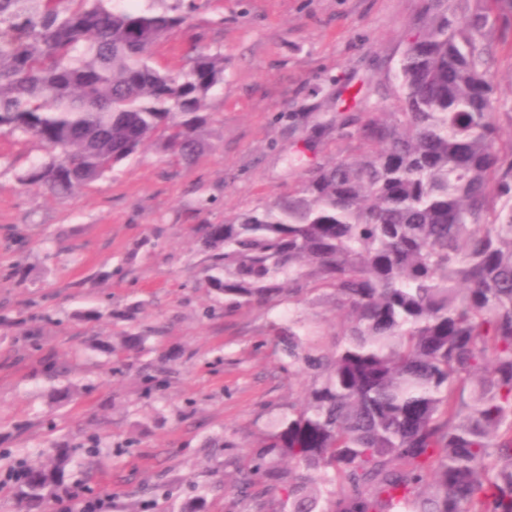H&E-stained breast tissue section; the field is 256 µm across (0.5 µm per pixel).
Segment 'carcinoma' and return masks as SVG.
I'll return each mask as SVG.
<instances>
[{"mask_svg": "<svg viewBox=\"0 0 512 512\" xmlns=\"http://www.w3.org/2000/svg\"><path fill=\"white\" fill-rule=\"evenodd\" d=\"M111 0H0V132L55 151L21 180L57 197L101 179L152 138L185 163L208 147L205 100L224 57L160 71L151 48L196 9ZM512 0H424L403 53L401 112L370 114L358 158L312 168L296 190L198 224L199 275L229 309L288 305L271 324L300 408L237 466L266 512H512V139L499 138L489 33ZM346 309L334 350L297 315ZM155 329L120 337L145 349ZM92 441L13 460L17 502L47 504ZM175 510L159 484L158 499Z\"/></svg>", "mask_w": 512, "mask_h": 512, "instance_id": "obj_1", "label": "carcinoma"}]
</instances>
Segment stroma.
I'll list each match as a JSON object with an SVG mask.
<instances>
[{"mask_svg":"<svg viewBox=\"0 0 512 512\" xmlns=\"http://www.w3.org/2000/svg\"><path fill=\"white\" fill-rule=\"evenodd\" d=\"M187 23L152 49L160 70L205 50L224 57L206 101L210 146L176 162L147 144L102 179L64 198L23 183L48 160L32 138L0 135V467L17 449L39 462L46 441L111 446L88 484L132 512L137 487L165 480L195 512H255L236 466L255 451L310 378L289 373L269 336L287 306L228 310L198 276L205 254L192 228L220 224L296 189L307 170L359 156L368 113L398 112L400 60L422 0H197ZM502 139L512 138V27L491 34ZM134 321H127L128 309ZM332 347L342 311L303 304ZM159 328L144 352L81 350L88 336ZM177 354L157 390L142 369ZM68 366L48 376L46 360ZM78 398L57 406L55 389ZM220 483L198 495L193 484Z\"/></svg>","mask_w":512,"mask_h":512,"instance_id":"1","label":"stroma"}]
</instances>
